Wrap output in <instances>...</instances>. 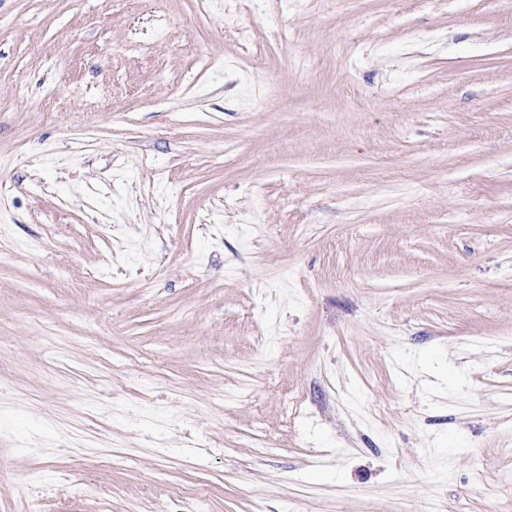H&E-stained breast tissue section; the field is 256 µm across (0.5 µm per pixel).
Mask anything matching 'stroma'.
Returning <instances> with one entry per match:
<instances>
[{"label": "stroma", "mask_w": 512, "mask_h": 512, "mask_svg": "<svg viewBox=\"0 0 512 512\" xmlns=\"http://www.w3.org/2000/svg\"><path fill=\"white\" fill-rule=\"evenodd\" d=\"M237 10L0 0V512H512V0ZM231 2L234 1H223L222 0H203L202 7L206 11L213 7H223L224 14L227 18L228 24L235 28L238 39L245 45H250L254 41V31L246 28H238L236 23V11L231 7Z\"/></svg>", "instance_id": "obj_1"}]
</instances>
